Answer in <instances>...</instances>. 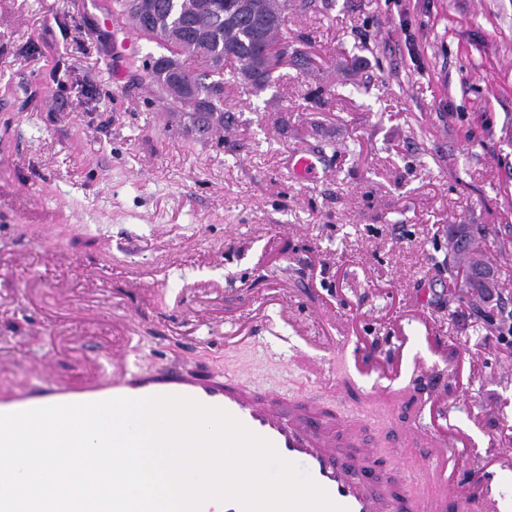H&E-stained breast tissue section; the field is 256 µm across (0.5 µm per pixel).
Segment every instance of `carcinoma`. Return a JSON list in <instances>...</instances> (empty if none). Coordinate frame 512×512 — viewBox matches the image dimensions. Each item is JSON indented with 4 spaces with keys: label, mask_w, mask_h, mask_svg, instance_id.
Returning <instances> with one entry per match:
<instances>
[{
    "label": "carcinoma",
    "mask_w": 512,
    "mask_h": 512,
    "mask_svg": "<svg viewBox=\"0 0 512 512\" xmlns=\"http://www.w3.org/2000/svg\"><path fill=\"white\" fill-rule=\"evenodd\" d=\"M224 17L199 13V0H152L150 20L145 21L131 8L130 0H112V15L128 16L139 34L156 42L165 53L152 59L145 79L162 91L170 73L162 63L172 58H190L194 65L183 66L187 98L163 100L171 110L189 115L195 130L224 129V71L212 68L216 57L233 68V77L256 89L272 78L274 65L260 61L262 50L272 43L289 48L280 37L291 10L305 11L315 6L311 0H253L252 12L240 9L241 0H212Z\"/></svg>",
    "instance_id": "carcinoma-1"
}]
</instances>
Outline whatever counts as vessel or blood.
<instances>
[{
  "label": "vessel or blood",
  "mask_w": 512,
  "mask_h": 512,
  "mask_svg": "<svg viewBox=\"0 0 512 512\" xmlns=\"http://www.w3.org/2000/svg\"><path fill=\"white\" fill-rule=\"evenodd\" d=\"M288 167L295 176L314 178L323 164L320 156L305 152L291 155ZM134 351L130 344L117 353L122 369L103 375L95 385L42 383L13 396L0 397V414L115 397L185 396L226 410L250 431L269 439L283 459L302 468L347 512H506L512 505L486 471L479 476L477 493L460 490L448 472V458L437 455L426 459L433 480L431 492L417 493L409 481L385 486L374 478V464L333 448L330 433L336 424L334 415L318 409L284 410L275 398L257 393L243 380L134 370L126 365ZM404 439L436 443L443 448L457 444L453 434L436 432L420 413Z\"/></svg>",
  "instance_id": "b4317fda"
}]
</instances>
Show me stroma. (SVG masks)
Listing matches in <instances>:
<instances>
[{"label":"stroma","instance_id":"1","mask_svg":"<svg viewBox=\"0 0 512 512\" xmlns=\"http://www.w3.org/2000/svg\"><path fill=\"white\" fill-rule=\"evenodd\" d=\"M110 0H0V395L112 371L134 337L143 369L240 378L356 425L378 478L423 484L398 447L415 404L512 453V0H322L283 27L307 66L227 87L232 120L199 136L142 83L160 47L114 49ZM325 174L295 182L289 153ZM470 225L499 288L448 272ZM403 321L404 401L373 412L354 346L388 363ZM54 364L42 370L43 355ZM466 361L460 377L448 367Z\"/></svg>","mask_w":512,"mask_h":512}]
</instances>
